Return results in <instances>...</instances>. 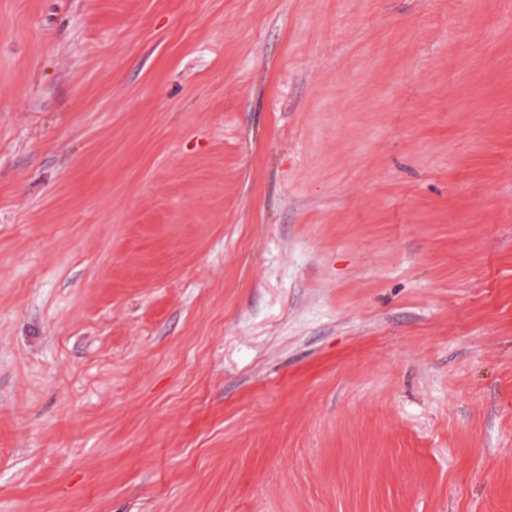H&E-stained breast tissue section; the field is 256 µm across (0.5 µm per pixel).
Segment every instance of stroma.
<instances>
[{
  "instance_id": "35a3bbf8",
  "label": "stroma",
  "mask_w": 512,
  "mask_h": 512,
  "mask_svg": "<svg viewBox=\"0 0 512 512\" xmlns=\"http://www.w3.org/2000/svg\"><path fill=\"white\" fill-rule=\"evenodd\" d=\"M0 512H512V0H0Z\"/></svg>"
}]
</instances>
